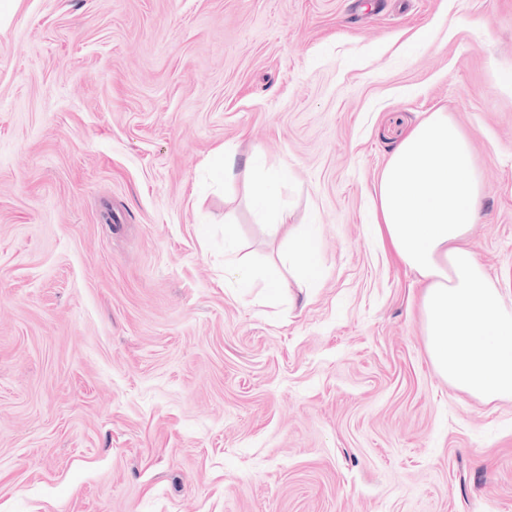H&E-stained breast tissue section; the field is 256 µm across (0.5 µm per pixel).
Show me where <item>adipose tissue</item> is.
Returning <instances> with one entry per match:
<instances>
[{"label":"adipose tissue","mask_w":512,"mask_h":512,"mask_svg":"<svg viewBox=\"0 0 512 512\" xmlns=\"http://www.w3.org/2000/svg\"><path fill=\"white\" fill-rule=\"evenodd\" d=\"M285 169L250 185L272 233H283L288 263L316 280V240L289 221L281 201ZM482 195L469 142L453 118L419 121L384 168L374 202L377 232L425 281L423 334L437 372L484 401L512 397V305L462 241L478 218Z\"/></svg>","instance_id":"ef3b65f1"}]
</instances>
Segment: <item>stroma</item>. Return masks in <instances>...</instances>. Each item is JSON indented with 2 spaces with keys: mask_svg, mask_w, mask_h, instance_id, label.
<instances>
[{
  "mask_svg": "<svg viewBox=\"0 0 512 512\" xmlns=\"http://www.w3.org/2000/svg\"><path fill=\"white\" fill-rule=\"evenodd\" d=\"M512 0H19L0 28V512H512V400L433 368L371 202L450 113L512 292ZM222 149L288 169L322 277ZM233 241H226V232ZM260 167V162L256 156H247L241 163L234 152L220 153L216 160V172L224 181H233L237 175L243 173L249 175ZM225 280L238 284L239 288H262L272 291L281 288L285 278L279 265L271 263L259 271H253L245 263L225 268Z\"/></svg>",
  "mask_w": 512,
  "mask_h": 512,
  "instance_id": "1",
  "label": "stroma"
}]
</instances>
